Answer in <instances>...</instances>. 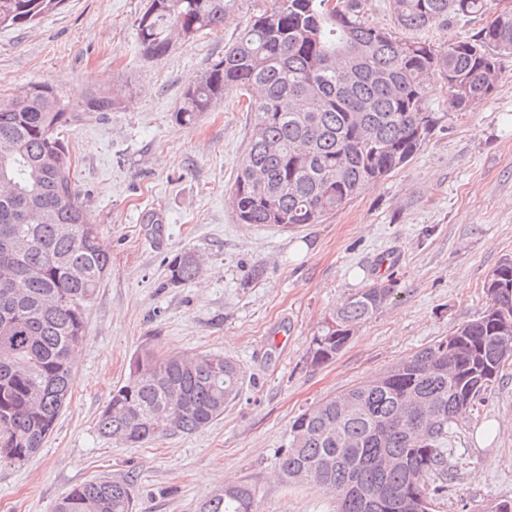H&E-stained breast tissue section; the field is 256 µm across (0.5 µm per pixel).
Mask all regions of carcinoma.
I'll return each instance as SVG.
<instances>
[{
	"label": "carcinoma",
	"mask_w": 512,
	"mask_h": 512,
	"mask_svg": "<svg viewBox=\"0 0 512 512\" xmlns=\"http://www.w3.org/2000/svg\"><path fill=\"white\" fill-rule=\"evenodd\" d=\"M65 0H0V27L34 26ZM365 0H274L181 95L173 118L195 123L226 94L259 89L231 203L242 224H317L406 164L440 122L429 109L440 78L448 107L465 115L490 95L499 60L512 57V10L441 47L408 33L433 22L482 16L488 0H390L393 25L365 17ZM231 0H148L135 20L142 54L160 59L178 42L224 26ZM98 93L90 112H110ZM79 115L49 82L0 95V461L42 447L74 384L72 356L85 311L111 269L99 225L75 192L65 133ZM265 185L258 195L255 183ZM203 267L195 252L169 261V284ZM472 321L378 376L320 401L291 425L278 458L287 484L338 492L336 512H435L448 475L443 444L480 396L512 369V260L483 286ZM397 289L374 282L333 311L310 348L311 363L336 358L356 329ZM240 364L221 353L161 354L144 345L98 417L101 435L139 446L192 434L224 415L241 392ZM53 512H136L133 484L99 478L72 487ZM198 512H258L256 488L224 485Z\"/></svg>",
	"instance_id": "1"
}]
</instances>
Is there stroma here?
<instances>
[{
  "label": "stroma",
  "mask_w": 512,
  "mask_h": 512,
  "mask_svg": "<svg viewBox=\"0 0 512 512\" xmlns=\"http://www.w3.org/2000/svg\"><path fill=\"white\" fill-rule=\"evenodd\" d=\"M147 0H66L33 28L0 29V94L57 85L80 108L67 133L76 191L99 224L112 270L86 309L75 382L53 431L23 464L0 463V512H51L79 483L131 480L136 512H197L225 483L256 486L259 512H336L329 489L276 476L293 421L325 397L368 380L476 318L485 280L512 258V57L495 90L461 117L444 90V118L404 167L321 223L286 231L241 224L228 198L252 129L248 99L227 95L196 124L172 114L183 89L224 54L273 0H234L224 27L144 59L135 20ZM108 91V112H87ZM195 251L206 271L179 288L164 265ZM394 255L377 271L380 254ZM397 295L333 361L308 349L342 300L374 280ZM220 352L244 370L239 398L188 435L130 447L100 436L97 418L143 345ZM448 490L436 512L512 499V375L445 442Z\"/></svg>",
  "instance_id": "stroma-1"
}]
</instances>
